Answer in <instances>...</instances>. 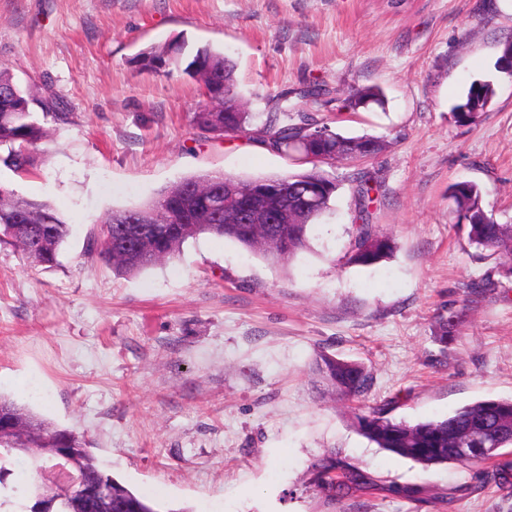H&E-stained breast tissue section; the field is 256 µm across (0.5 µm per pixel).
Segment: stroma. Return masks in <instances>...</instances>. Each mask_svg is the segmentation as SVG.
<instances>
[{"mask_svg":"<svg viewBox=\"0 0 512 512\" xmlns=\"http://www.w3.org/2000/svg\"><path fill=\"white\" fill-rule=\"evenodd\" d=\"M511 38L512 0H0V64L49 132L32 172L0 164V185L50 201L70 226L51 269L0 245V393L83 435L168 512H512V481L490 465L425 467L356 427L370 406L417 422L512 398V277L469 244L448 198L474 182L512 224V77L496 68ZM176 39L181 64L142 65ZM202 48L236 62L247 111L285 96L296 119L387 147L328 166L333 213L288 263L203 234L166 264L115 272L86 250L112 209L191 175L299 170L194 126L206 99L183 64ZM475 80L493 82L492 105L458 124L451 108ZM313 83L342 98L377 86L384 103L317 110L297 96ZM362 171L380 181L369 221L395 244L369 267L347 261ZM320 349L371 370L365 403L319 381ZM331 453L376 488L324 500L311 464Z\"/></svg>","mask_w":512,"mask_h":512,"instance_id":"1","label":"stroma"}]
</instances>
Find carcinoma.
I'll list each match as a JSON object with an SVG mask.
<instances>
[{"label":"carcinoma","instance_id":"cac0c4a2","mask_svg":"<svg viewBox=\"0 0 512 512\" xmlns=\"http://www.w3.org/2000/svg\"><path fill=\"white\" fill-rule=\"evenodd\" d=\"M184 44L174 41L143 52V61L153 65L166 59L173 63L183 54ZM185 72L214 93L211 102L193 113V124L217 137L234 134L257 140L272 151H282L306 169L284 176L234 179L243 196L260 182H280L284 194L280 205L289 212L287 224H231L224 218L222 174L187 177L162 189L138 210L155 214L152 224H118L128 208L112 210L102 236L89 239L87 251L101 255L112 269L136 274L172 260L182 245L201 234L230 239L273 263L290 260L310 248V232L330 212L338 189L336 178L320 168L331 161H353L379 154L384 142L374 136H345L329 131L323 140L312 137L317 121H293L295 105L283 100L259 125L257 116L237 102L236 63L223 53L203 48L196 52ZM495 95L489 81H474L453 107L456 122L477 123L488 111ZM28 95L0 65V156L4 166L29 173L35 166L32 149L47 137L45 127L21 104ZM376 87L354 89L343 106L356 111L370 104L381 105ZM355 207L363 223L354 225L349 261L369 266L388 258L393 240L378 231L369 218L371 194L378 179L369 172L355 178ZM313 197L302 209L303 197ZM448 198L468 228L470 244L488 250L502 260L505 275L512 276V224H500L484 207L483 191L474 182L462 181L448 188ZM69 227L63 215L49 202L20 195L0 197V245L19 250L32 263L51 268L59 263ZM313 371L344 401L363 398L373 384V374L363 363L345 360L325 350L315 353ZM384 406L369 408L359 418V432L378 447L416 463L429 466L448 463L497 462V472H512V460L488 448L512 447V400H485L464 405L443 419L417 423L397 421ZM25 457L34 467L64 461L81 478L78 490L65 494L46 492L39 486H17L10 482L15 459ZM314 487L328 501H338L355 491L376 486L366 475L342 466L333 456L313 465ZM23 498L24 512H161L157 502L108 473L97 460L89 442L60 428L30 409L0 394V512H16Z\"/></svg>","mask_w":512,"mask_h":512}]
</instances>
